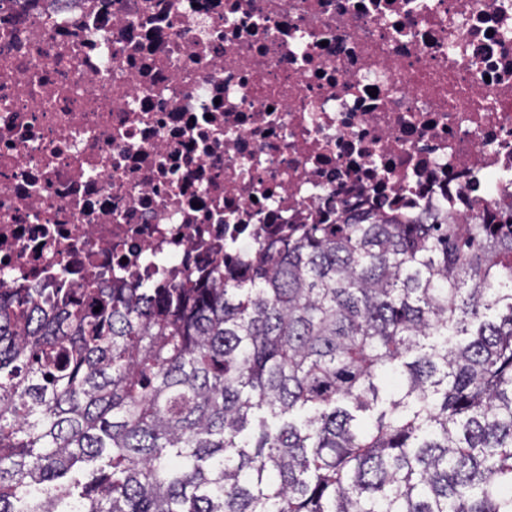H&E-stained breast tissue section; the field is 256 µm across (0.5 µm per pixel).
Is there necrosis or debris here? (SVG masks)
I'll list each match as a JSON object with an SVG mask.
<instances>
[{
	"label": "necrosis or debris",
	"mask_w": 512,
	"mask_h": 512,
	"mask_svg": "<svg viewBox=\"0 0 512 512\" xmlns=\"http://www.w3.org/2000/svg\"><path fill=\"white\" fill-rule=\"evenodd\" d=\"M512 207V0H0V286Z\"/></svg>",
	"instance_id": "necrosis-or-debris-1"
}]
</instances>
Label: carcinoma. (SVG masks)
I'll return each instance as SVG.
<instances>
[{"label":"carcinoma","instance_id":"1","mask_svg":"<svg viewBox=\"0 0 512 512\" xmlns=\"http://www.w3.org/2000/svg\"><path fill=\"white\" fill-rule=\"evenodd\" d=\"M472 220L0 287V512H512V211Z\"/></svg>","mask_w":512,"mask_h":512}]
</instances>
